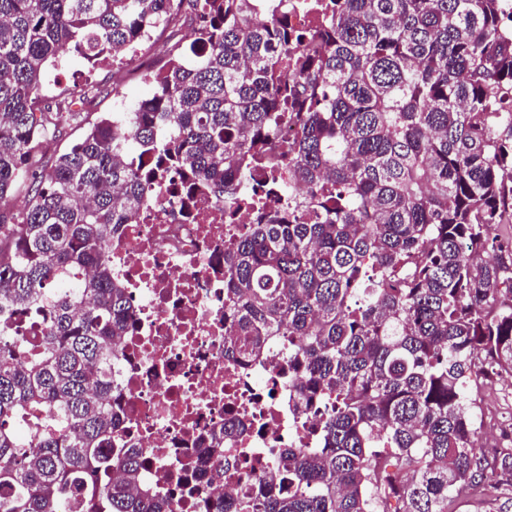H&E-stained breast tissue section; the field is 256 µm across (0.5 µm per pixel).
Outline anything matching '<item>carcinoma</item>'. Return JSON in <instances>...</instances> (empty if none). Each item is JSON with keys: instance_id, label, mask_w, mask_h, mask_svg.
I'll return each instance as SVG.
<instances>
[{"instance_id": "1", "label": "carcinoma", "mask_w": 512, "mask_h": 512, "mask_svg": "<svg viewBox=\"0 0 512 512\" xmlns=\"http://www.w3.org/2000/svg\"><path fill=\"white\" fill-rule=\"evenodd\" d=\"M302 36L254 0H0V512H163L97 475L119 422L112 338L129 331L107 241L165 160L240 209L266 211L224 255L227 356L288 337L300 395L332 399L320 447L290 449L282 490L221 512H448L512 489V446L477 447L470 387L512 373V31L502 0H332ZM193 39L152 94L63 152L92 102L45 74L67 47L107 58L161 25ZM299 132L283 150L277 123ZM262 184L240 193L245 178ZM306 191L265 210L285 183ZM15 190L29 200L15 215ZM51 303L38 353L12 316ZM43 410L35 445L13 422Z\"/></svg>"}]
</instances>
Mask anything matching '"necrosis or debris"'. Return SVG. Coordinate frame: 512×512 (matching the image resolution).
Segmentation results:
<instances>
[{
    "label": "necrosis or debris",
    "instance_id": "obj_1",
    "mask_svg": "<svg viewBox=\"0 0 512 512\" xmlns=\"http://www.w3.org/2000/svg\"><path fill=\"white\" fill-rule=\"evenodd\" d=\"M326 0H283L300 34L326 24ZM257 221L255 211L224 221L222 197L184 195L177 175L161 172L149 201L136 205L106 245L112 275L131 301L132 330L114 342L112 406L120 426L112 455L144 460L137 491L164 512H203L227 497L275 489L279 453L316 445L317 410H303L288 362V339L256 356L224 354L233 318L224 305V251ZM224 444V473L213 466Z\"/></svg>",
    "mask_w": 512,
    "mask_h": 512
}]
</instances>
